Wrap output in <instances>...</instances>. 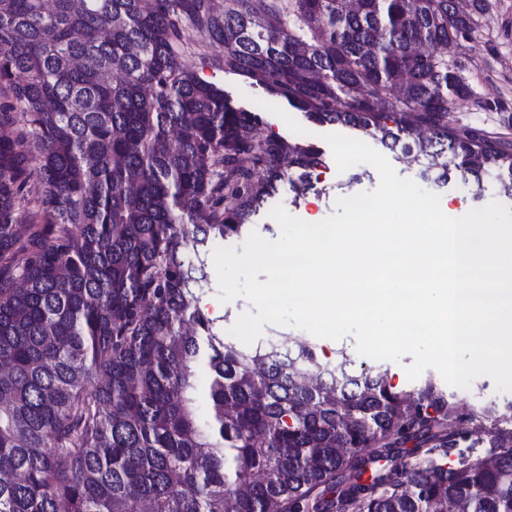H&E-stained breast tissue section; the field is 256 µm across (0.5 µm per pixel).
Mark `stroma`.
I'll list each match as a JSON object with an SVG mask.
<instances>
[{
	"mask_svg": "<svg viewBox=\"0 0 512 512\" xmlns=\"http://www.w3.org/2000/svg\"><path fill=\"white\" fill-rule=\"evenodd\" d=\"M488 4L487 11L477 16L469 39L461 42L452 57L456 72L469 84L473 96L457 103L451 122L482 128L512 142V125L507 122L512 116V0H488ZM194 65L202 79L222 86L239 104L257 109L261 136L275 134L310 142L323 153L324 164L315 172L311 190L298 197L288 183H279L277 194L268 200L266 208L253 216L251 227L263 238L273 241L280 236V227L270 216L272 207L282 206L289 214L316 223L335 213L338 198L377 188L379 173L371 165L363 163L338 171L325 140L329 127L312 125L303 113L287 103L272 100L262 89L250 86L239 76L215 70L199 59ZM384 155L400 177L438 194L441 202L454 208L456 216L501 199L495 174H487L478 190L458 173L448 183L438 184L421 178L419 166L401 163L398 152L388 149ZM206 272L208 285L200 306L217 326L230 329L240 314L251 311L252 305L243 297L220 302L214 266H207Z\"/></svg>",
	"mask_w": 512,
	"mask_h": 512,
	"instance_id": "obj_1",
	"label": "stroma"
}]
</instances>
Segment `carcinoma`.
<instances>
[{"label":"carcinoma","instance_id":"obj_1","mask_svg":"<svg viewBox=\"0 0 512 512\" xmlns=\"http://www.w3.org/2000/svg\"><path fill=\"white\" fill-rule=\"evenodd\" d=\"M483 0H0V512H512V403L464 446L428 379L249 345L199 307L211 238L239 236L322 153L187 62L319 126L512 200V149L448 124V52ZM209 415L200 412L201 399ZM485 452L479 453L477 449ZM386 461V466H373Z\"/></svg>","mask_w":512,"mask_h":512}]
</instances>
